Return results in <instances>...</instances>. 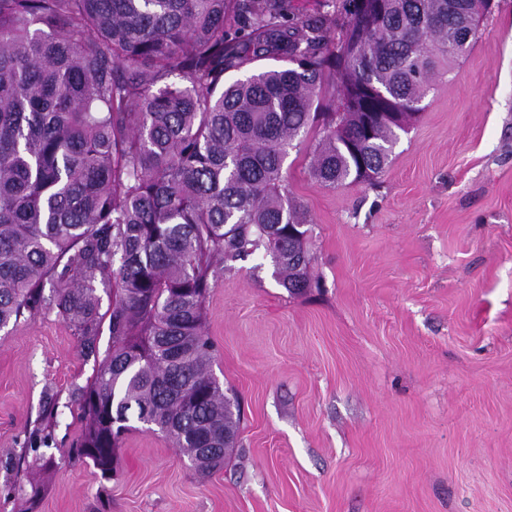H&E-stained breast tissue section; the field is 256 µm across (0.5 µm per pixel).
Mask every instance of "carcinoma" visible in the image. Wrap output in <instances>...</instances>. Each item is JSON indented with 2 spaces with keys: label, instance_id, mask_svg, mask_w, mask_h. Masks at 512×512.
<instances>
[{
  "label": "carcinoma",
  "instance_id": "carcinoma-1",
  "mask_svg": "<svg viewBox=\"0 0 512 512\" xmlns=\"http://www.w3.org/2000/svg\"><path fill=\"white\" fill-rule=\"evenodd\" d=\"M493 6L0 0V330L53 312L94 358L67 460L111 480L141 423L199 473L224 465L237 421L211 370V288L256 253L290 293L311 287L287 148L315 129L321 185L373 181ZM260 60L290 66L224 83ZM49 428L27 440L39 460Z\"/></svg>",
  "mask_w": 512,
  "mask_h": 512
}]
</instances>
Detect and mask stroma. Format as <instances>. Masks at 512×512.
Segmentation results:
<instances>
[{
	"mask_svg": "<svg viewBox=\"0 0 512 512\" xmlns=\"http://www.w3.org/2000/svg\"><path fill=\"white\" fill-rule=\"evenodd\" d=\"M496 3L376 185L324 187L312 136L290 149L313 287L291 295L257 254L212 290V370L240 407L223 468L199 477L141 426L117 479L17 469L46 416L68 452L94 375L50 314L0 332V486L41 484L38 512H512V0Z\"/></svg>",
	"mask_w": 512,
	"mask_h": 512,
	"instance_id": "1",
	"label": "stroma"
}]
</instances>
